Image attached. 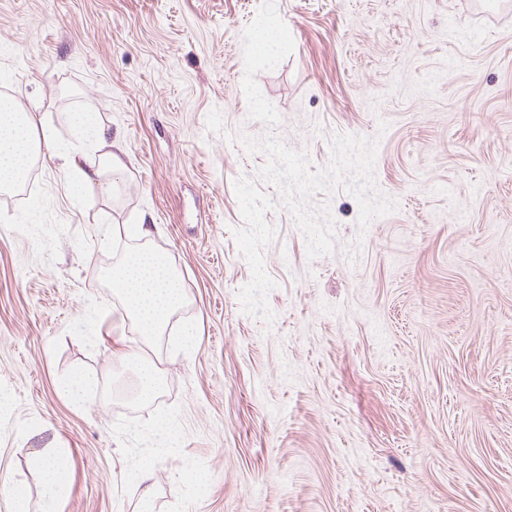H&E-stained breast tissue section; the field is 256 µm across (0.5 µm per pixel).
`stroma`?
Instances as JSON below:
<instances>
[{"label": "stroma", "instance_id": "1", "mask_svg": "<svg viewBox=\"0 0 512 512\" xmlns=\"http://www.w3.org/2000/svg\"><path fill=\"white\" fill-rule=\"evenodd\" d=\"M3 95L62 140L95 113L127 172L79 195L41 156L0 195V512H42L37 450L68 464L55 512H139L145 457L153 512H512V0H0ZM337 133L378 138L396 210L362 233L317 194L312 259L259 180L275 320L244 314L242 137L321 168ZM143 220L195 328L154 341L150 405L104 278Z\"/></svg>", "mask_w": 512, "mask_h": 512}]
</instances>
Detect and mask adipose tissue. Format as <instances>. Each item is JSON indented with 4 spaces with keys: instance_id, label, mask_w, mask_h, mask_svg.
I'll list each match as a JSON object with an SVG mask.
<instances>
[{
    "instance_id": "obj_1",
    "label": "adipose tissue",
    "mask_w": 512,
    "mask_h": 512,
    "mask_svg": "<svg viewBox=\"0 0 512 512\" xmlns=\"http://www.w3.org/2000/svg\"><path fill=\"white\" fill-rule=\"evenodd\" d=\"M67 121L76 139L63 143L34 113L13 103L0 107L1 192L21 185L28 161L45 152L60 161L76 189L95 185L107 194L117 189L126 165L119 153L107 149L95 115L71 112ZM127 233L138 245L113 264L107 279L121 298V319L135 322L141 335L150 339L163 334L171 315L185 301L187 290L168 259L148 246V224L133 225Z\"/></svg>"
}]
</instances>
